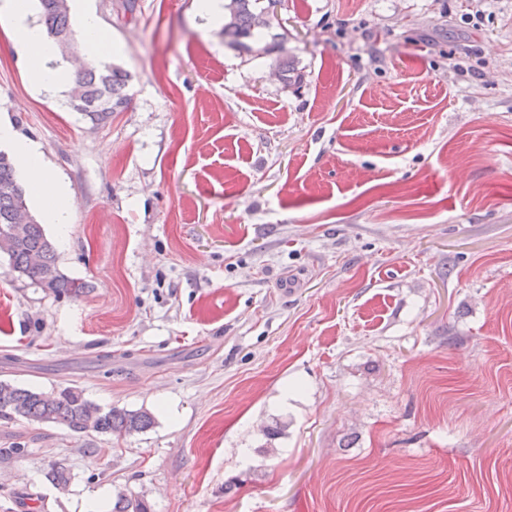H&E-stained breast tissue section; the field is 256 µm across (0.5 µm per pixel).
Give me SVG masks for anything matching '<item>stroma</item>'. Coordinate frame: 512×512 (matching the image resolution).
<instances>
[{
  "label": "stroma",
  "mask_w": 512,
  "mask_h": 512,
  "mask_svg": "<svg viewBox=\"0 0 512 512\" xmlns=\"http://www.w3.org/2000/svg\"><path fill=\"white\" fill-rule=\"evenodd\" d=\"M87 5L130 76L102 127L0 21V120L90 284L0 254V380L155 423L0 420V512H512V0H283L291 90L196 0ZM9 142L16 161L33 194L44 203V217L50 224H70V202L64 188L53 178L40 160L36 144L15 138L11 128L0 122V142Z\"/></svg>",
  "instance_id": "35a3bbf8"
}]
</instances>
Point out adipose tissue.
Returning a JSON list of instances; mask_svg holds the SVG:
<instances>
[{"label":"adipose tissue","mask_w":512,"mask_h":512,"mask_svg":"<svg viewBox=\"0 0 512 512\" xmlns=\"http://www.w3.org/2000/svg\"><path fill=\"white\" fill-rule=\"evenodd\" d=\"M0 15L8 17L13 25L15 39L26 52L29 73L33 82L42 87H54L65 80L61 70L52 68L56 50L42 29L28 19V10L22 0H0ZM10 143L16 161L23 171L33 194L44 204V217L51 224L70 221V202L64 188L53 178L40 160L36 144L16 139L9 126L0 124V142Z\"/></svg>","instance_id":"adipose-tissue-1"}]
</instances>
